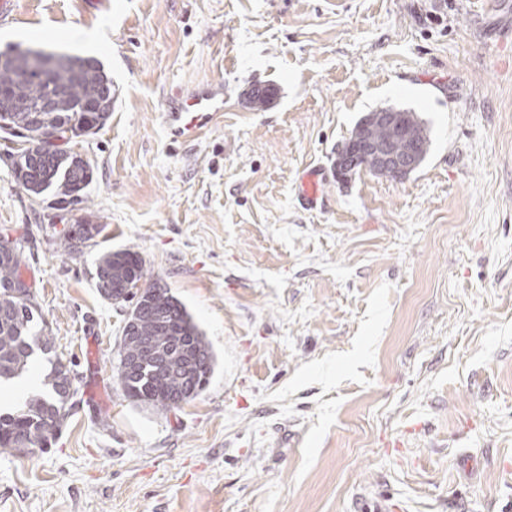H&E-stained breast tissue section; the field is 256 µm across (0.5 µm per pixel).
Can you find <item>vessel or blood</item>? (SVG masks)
<instances>
[{"label": "vessel or blood", "mask_w": 512, "mask_h": 512, "mask_svg": "<svg viewBox=\"0 0 512 512\" xmlns=\"http://www.w3.org/2000/svg\"><path fill=\"white\" fill-rule=\"evenodd\" d=\"M224 110V86L208 83L197 86L186 94L172 98L162 114L163 123L172 140L188 141L211 126ZM327 184L323 168L305 172L299 195L304 205L313 207L322 199Z\"/></svg>", "instance_id": "vessel-or-blood-1"}]
</instances>
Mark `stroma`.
Here are the masks:
<instances>
[{
  "mask_svg": "<svg viewBox=\"0 0 512 512\" xmlns=\"http://www.w3.org/2000/svg\"><path fill=\"white\" fill-rule=\"evenodd\" d=\"M14 4L0 50L98 33L116 102L70 145L93 171L71 216L102 227L76 249L0 138V237L72 378L56 443L0 450V512H512V45L481 36L512 0ZM217 82L222 117L170 140V95ZM388 107L426 122V163L341 180L351 130ZM120 249L215 354L179 409L116 380L125 309L95 283ZM327 176L321 167L313 168L305 172L301 179L299 196L304 205L316 206L323 198Z\"/></svg>",
  "mask_w": 512,
  "mask_h": 512,
  "instance_id": "obj_1",
  "label": "stroma"
}]
</instances>
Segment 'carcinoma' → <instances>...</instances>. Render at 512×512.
Listing matches in <instances>:
<instances>
[{
	"label": "carcinoma",
	"instance_id": "cac0c4a2",
	"mask_svg": "<svg viewBox=\"0 0 512 512\" xmlns=\"http://www.w3.org/2000/svg\"><path fill=\"white\" fill-rule=\"evenodd\" d=\"M78 62L76 70L23 69L14 78L0 74V103L10 104L14 126L35 134L43 124H55L70 129L77 138L82 136L79 123L88 103L99 108L90 115L106 124L114 104L112 79L97 59L80 57ZM389 111L413 131L419 144L417 166H422L430 151L429 128L415 111L392 107ZM13 173L31 194L53 191L61 210L82 203L92 182L89 164L64 149L22 152L13 160ZM69 232L86 242L100 234L101 227L77 220ZM22 263L21 247L0 243V382L19 376L34 349L49 353L54 344L47 325H38L31 289H26L27 299L18 296L26 285ZM143 278L138 252L111 251L99 262L96 288L102 297L119 304L128 300V284ZM126 325L129 331L120 345L117 380L129 400L170 410L205 389L214 372V352L186 306L168 289L145 288L127 314ZM44 385L51 387L52 397L34 395L22 410L0 413L1 449L29 455L51 444L68 417L66 404L72 389L70 371L61 359L52 362Z\"/></svg>",
	"mask_w": 512,
	"mask_h": 512
}]
</instances>
